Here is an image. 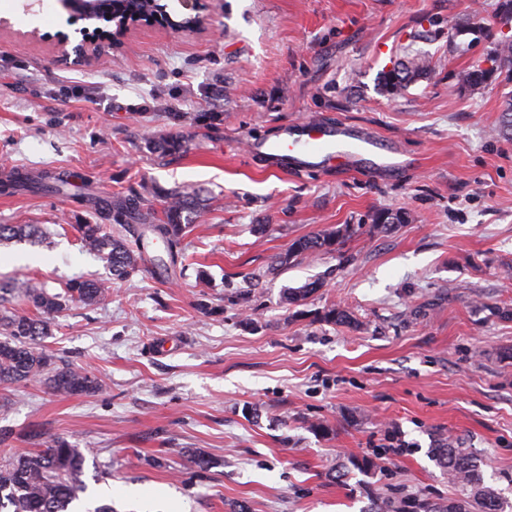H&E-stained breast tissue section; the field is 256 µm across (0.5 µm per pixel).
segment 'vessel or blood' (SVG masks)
I'll return each instance as SVG.
<instances>
[{"label":"vessel or blood","instance_id":"b4317fda","mask_svg":"<svg viewBox=\"0 0 512 512\" xmlns=\"http://www.w3.org/2000/svg\"><path fill=\"white\" fill-rule=\"evenodd\" d=\"M264 153L295 173L332 163L354 170L360 161L368 157L378 159L381 168L392 166L378 140L347 124L325 127L306 121L297 122L279 141L266 144Z\"/></svg>","mask_w":512,"mask_h":512}]
</instances>
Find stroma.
Segmentation results:
<instances>
[{"label":"stroma","instance_id":"1","mask_svg":"<svg viewBox=\"0 0 512 512\" xmlns=\"http://www.w3.org/2000/svg\"><path fill=\"white\" fill-rule=\"evenodd\" d=\"M25 3L0 0V176L70 190L0 187V225L46 232L0 244V281L108 293L41 340L98 390L0 384V458L66 438L86 457L81 510L138 512L137 489L161 494L156 512H366L378 495L464 497L431 455L454 441L512 502V140L494 134L512 84L455 87L487 57L497 0H201L208 29L138 26L82 61L58 42L83 20ZM415 55L428 74L389 95L383 72ZM302 120L364 129L406 166L286 174L251 151ZM171 192L204 201L176 260L155 240L117 279L83 248L99 199L148 196L160 221ZM378 210L411 219L380 232ZM342 224L359 230L340 250L288 258ZM334 304L356 327L319 321ZM392 432L405 454L385 455Z\"/></svg>","mask_w":512,"mask_h":512}]
</instances>
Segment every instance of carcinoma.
<instances>
[{"mask_svg": "<svg viewBox=\"0 0 512 512\" xmlns=\"http://www.w3.org/2000/svg\"><path fill=\"white\" fill-rule=\"evenodd\" d=\"M99 7L112 15L119 23L136 16L148 17L155 8L154 0H99ZM487 61L493 81H512V36L501 33L492 42ZM429 70V63L421 57L399 61L384 73L385 89L398 95L415 83ZM482 66L465 70L458 84L470 90H480L489 85L478 72ZM498 136L512 140V95L502 108L501 123L496 129ZM14 189L45 188L60 190V185L45 178H31L19 174L8 179ZM149 201L141 196L118 197L101 206L112 213V225L76 224L83 246L106 262L112 275L126 278L138 270L140 256L126 239L119 236L126 229L128 220L144 215ZM199 198L190 193L177 192L164 209L161 224H150L153 233L165 239L169 247L180 244L191 225V215L199 209ZM409 221V214L402 211H378L372 216L373 227L388 231L396 224ZM358 232L353 224H343L331 230L294 241L288 249V257L304 254L328 253L336 250ZM34 236V228L28 224L0 225V240H25ZM320 283L312 281L300 288H290L286 300L300 305L314 293ZM108 286L104 281L75 279L69 281L62 293L50 294L26 280H17L13 286L0 292H8L32 305L40 314L33 318L16 311H0V384L25 381H45L53 392L68 395L90 393L95 390V377L84 370L57 364L50 354L37 349V342L48 335L49 319L60 313L71 302L92 303L105 297ZM320 320L343 326H354L356 321L344 307L333 305L326 309ZM441 468L453 482L469 488L464 499L436 503L422 494L409 498L377 497L367 512H502L498 494L482 483L479 471L472 462L468 449L448 445L434 449ZM85 461L81 449L60 438L51 440L44 448L0 460V512H70L69 507L85 492L81 475Z\"/></svg>", "mask_w": 512, "mask_h": 512, "instance_id": "carcinoma-1", "label": "carcinoma"}]
</instances>
